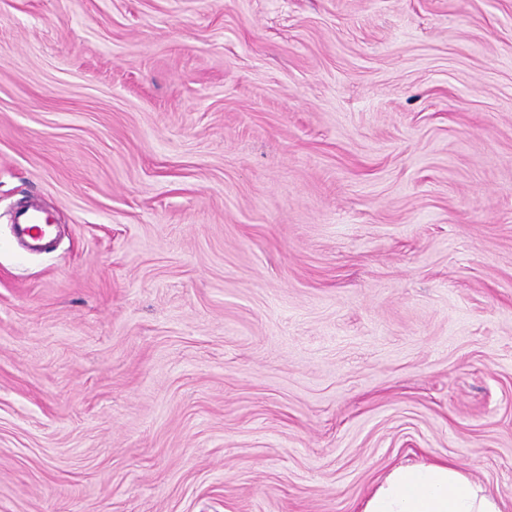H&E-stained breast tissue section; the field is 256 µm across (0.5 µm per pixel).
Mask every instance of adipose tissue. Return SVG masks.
I'll use <instances>...</instances> for the list:
<instances>
[{
	"mask_svg": "<svg viewBox=\"0 0 512 512\" xmlns=\"http://www.w3.org/2000/svg\"><path fill=\"white\" fill-rule=\"evenodd\" d=\"M362 512H504V504L457 463L423 461L393 467Z\"/></svg>",
	"mask_w": 512,
	"mask_h": 512,
	"instance_id": "ef3b65f1",
	"label": "adipose tissue"
}]
</instances>
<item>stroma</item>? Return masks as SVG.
Instances as JSON below:
<instances>
[{
  "instance_id": "35a3bbf8",
  "label": "stroma",
  "mask_w": 512,
  "mask_h": 512,
  "mask_svg": "<svg viewBox=\"0 0 512 512\" xmlns=\"http://www.w3.org/2000/svg\"><path fill=\"white\" fill-rule=\"evenodd\" d=\"M431 459L512 506V0H0V512ZM53 226L48 224V217L37 208L23 212L16 221L18 237L35 247H46L52 238Z\"/></svg>"
}]
</instances>
